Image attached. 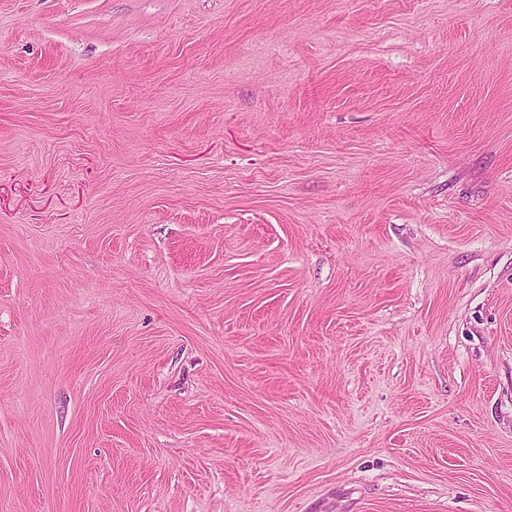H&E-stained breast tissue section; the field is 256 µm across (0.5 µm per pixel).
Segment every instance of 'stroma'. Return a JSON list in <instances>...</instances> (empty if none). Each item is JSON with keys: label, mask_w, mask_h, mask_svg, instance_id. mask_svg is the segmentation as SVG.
<instances>
[{"label": "stroma", "mask_w": 512, "mask_h": 512, "mask_svg": "<svg viewBox=\"0 0 512 512\" xmlns=\"http://www.w3.org/2000/svg\"><path fill=\"white\" fill-rule=\"evenodd\" d=\"M0 512H512V0H0Z\"/></svg>", "instance_id": "stroma-1"}]
</instances>
